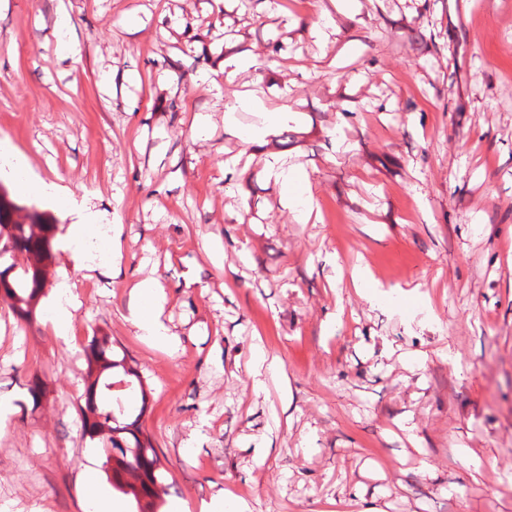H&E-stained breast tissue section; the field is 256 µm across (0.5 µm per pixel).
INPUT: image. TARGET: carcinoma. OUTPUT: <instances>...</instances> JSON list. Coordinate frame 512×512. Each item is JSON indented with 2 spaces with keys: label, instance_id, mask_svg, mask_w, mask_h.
<instances>
[{
  "label": "carcinoma",
  "instance_id": "obj_1",
  "mask_svg": "<svg viewBox=\"0 0 512 512\" xmlns=\"http://www.w3.org/2000/svg\"><path fill=\"white\" fill-rule=\"evenodd\" d=\"M53 225L37 214L25 220L11 219V212L0 196V297L9 301L18 319L29 323L39 297L44 294L47 267L52 260ZM27 254L26 265L18 268L14 254ZM87 386L84 403L78 406L83 435L105 443L104 466L112 487L131 497L135 512H159L161 461L151 439L143 434L141 416L125 418L123 406L111 403L114 376L130 378V391L139 392L146 403L143 385L131 378L137 371L126 358L116 359L110 337L95 336L85 349Z\"/></svg>",
  "mask_w": 512,
  "mask_h": 512
}]
</instances>
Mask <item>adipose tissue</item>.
<instances>
[{
	"instance_id": "adipose-tissue-1",
	"label": "adipose tissue",
	"mask_w": 512,
	"mask_h": 512,
	"mask_svg": "<svg viewBox=\"0 0 512 512\" xmlns=\"http://www.w3.org/2000/svg\"><path fill=\"white\" fill-rule=\"evenodd\" d=\"M241 109L262 112L263 126L252 128L246 133L241 132L235 118L236 112ZM288 112L287 105L268 104L255 94L248 97L237 96L224 105V130L234 137L244 136L248 140L262 143L282 121L287 119ZM264 167L268 176L279 186L284 202L294 213L296 220H308L314 208L309 178L297 166L289 164L286 155L278 151L266 154ZM14 177L24 191L61 204L71 222L65 228L60 247L72 252L74 256H81L83 249L93 244L92 239L97 225L108 218L107 212L97 208L93 194L77 195L67 186L52 181L30 180L25 166L19 163L14 166ZM96 247L99 252V268L108 272L119 271L122 260L119 238L110 237L108 242ZM71 288L69 272H62L51 305L52 330L55 337L62 341L69 338L77 308ZM166 302L165 288L159 279L140 281L130 294L128 321L137 336L145 342L173 353L177 351L179 341L176 335L170 333L163 320Z\"/></svg>"
}]
</instances>
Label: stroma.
<instances>
[{"label": "stroma", "instance_id": "1", "mask_svg": "<svg viewBox=\"0 0 512 512\" xmlns=\"http://www.w3.org/2000/svg\"><path fill=\"white\" fill-rule=\"evenodd\" d=\"M319 19L313 0H0V140L94 192L124 250L118 274L73 270L68 341L49 320L67 253L32 325L0 301V512H83L87 466L107 480L77 412L100 330L143 380L163 501L512 512V0H357L322 48ZM352 38L362 52L334 66ZM228 42L259 67L226 77ZM247 82L291 111L266 146L224 132ZM197 113L213 124L194 138ZM267 148L305 170L317 218L295 220L256 159L224 167ZM157 274L173 354L126 320ZM258 342L282 360L259 388ZM351 279L358 290V294L370 305L379 303L382 300L384 292L380 288L383 287L381 283L371 276L366 268H354L351 273Z\"/></svg>", "mask_w": 512, "mask_h": 512}]
</instances>
